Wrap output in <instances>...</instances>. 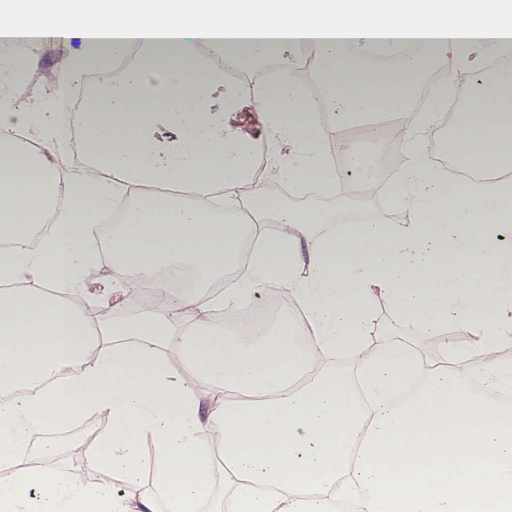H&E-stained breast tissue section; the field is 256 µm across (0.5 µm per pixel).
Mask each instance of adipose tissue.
I'll use <instances>...</instances> for the list:
<instances>
[{
  "mask_svg": "<svg viewBox=\"0 0 512 512\" xmlns=\"http://www.w3.org/2000/svg\"><path fill=\"white\" fill-rule=\"evenodd\" d=\"M59 22L81 42L56 75L43 122L65 132L72 79L83 63L107 77L81 115L87 168L63 182L50 143L36 150L0 134V512H155L150 500L76 487L61 470L23 466L32 435H48L86 410L105 415L90 458L126 474L142 434L165 512H195L209 494L211 437L223 445L224 479L236 512H512V251L492 245L512 223V179H485L512 163V0H5L0 31L37 36ZM502 57L452 127L459 175L419 155L437 136L425 108L403 92L420 74L469 59L479 42ZM311 56L325 90L314 101L288 57ZM134 53L133 65L112 62ZM273 60L251 84L228 72ZM257 112L263 169L236 121ZM401 113L397 144L411 168L385 212L340 233L316 234L334 213L276 201L281 176L336 192L323 146L344 131ZM132 186L110 236L119 296L64 300L81 290L96 257L89 246L107 202L99 172ZM180 186L199 194L175 195ZM406 211L404 224L391 212ZM56 214L40 250L17 241ZM226 288L211 289L225 272ZM180 295V314L156 308L98 325L94 302L122 306L133 288ZM283 288L302 321L281 323L251 345L217 314H240L245 298ZM417 336L454 323L470 338L462 378H438L406 345H371L377 299ZM309 336L308 345L297 342ZM178 347L192 379L171 372ZM349 355L365 401L347 371L322 365ZM323 495L308 498L307 483Z\"/></svg>",
  "mask_w": 512,
  "mask_h": 512,
  "instance_id": "ef3b65f1",
  "label": "adipose tissue"
}]
</instances>
